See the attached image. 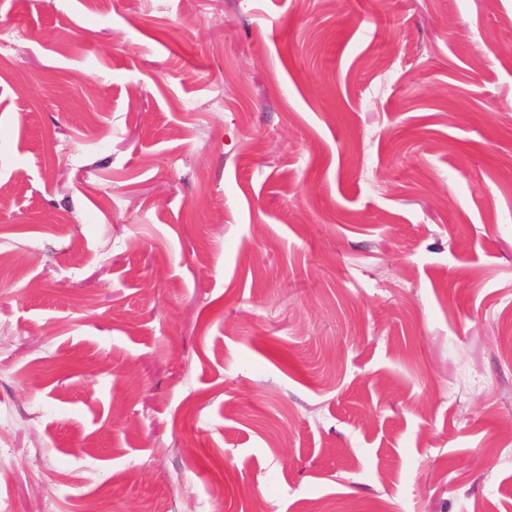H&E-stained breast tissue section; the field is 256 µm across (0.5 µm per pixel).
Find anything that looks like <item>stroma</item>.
<instances>
[{
  "mask_svg": "<svg viewBox=\"0 0 512 512\" xmlns=\"http://www.w3.org/2000/svg\"><path fill=\"white\" fill-rule=\"evenodd\" d=\"M512 0H0V512H512Z\"/></svg>",
  "mask_w": 512,
  "mask_h": 512,
  "instance_id": "35a3bbf8",
  "label": "stroma"
}]
</instances>
